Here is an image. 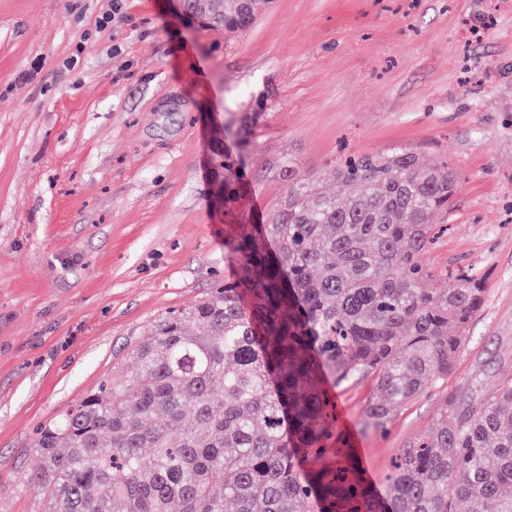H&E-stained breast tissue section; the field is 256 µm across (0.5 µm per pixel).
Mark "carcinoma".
I'll return each mask as SVG.
<instances>
[{
	"label": "carcinoma",
	"mask_w": 512,
	"mask_h": 512,
	"mask_svg": "<svg viewBox=\"0 0 512 512\" xmlns=\"http://www.w3.org/2000/svg\"><path fill=\"white\" fill-rule=\"evenodd\" d=\"M268 0H183L201 23L245 31ZM265 113L248 112L237 150L212 148L211 202L233 214L249 195L243 157ZM286 193L224 247L239 275L155 321L131 367L38 431L44 512H512V383L483 403L448 404L401 449L382 498L336 448L325 385L373 379L365 414L394 411L448 377L483 304L470 268L423 257L461 175L397 147L327 167L331 195L279 160ZM431 277L448 288L423 287ZM163 417V423L156 419ZM152 449L144 463L142 451ZM312 458L328 464L307 467Z\"/></svg>",
	"instance_id": "cac0c4a2"
}]
</instances>
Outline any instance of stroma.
Instances as JSON below:
<instances>
[{
    "mask_svg": "<svg viewBox=\"0 0 512 512\" xmlns=\"http://www.w3.org/2000/svg\"><path fill=\"white\" fill-rule=\"evenodd\" d=\"M0 0V512H42L24 482L39 427L128 362L166 312L235 277L237 232L210 203L211 145L266 116L247 198L270 212L280 158L319 175L395 147L464 176L424 258L469 267L481 311L447 379L386 429L372 379L331 385L342 448L387 491L401 449L449 399L512 383V0H272L245 32L192 23L172 0Z\"/></svg>",
    "mask_w": 512,
    "mask_h": 512,
    "instance_id": "1",
    "label": "stroma"
}]
</instances>
